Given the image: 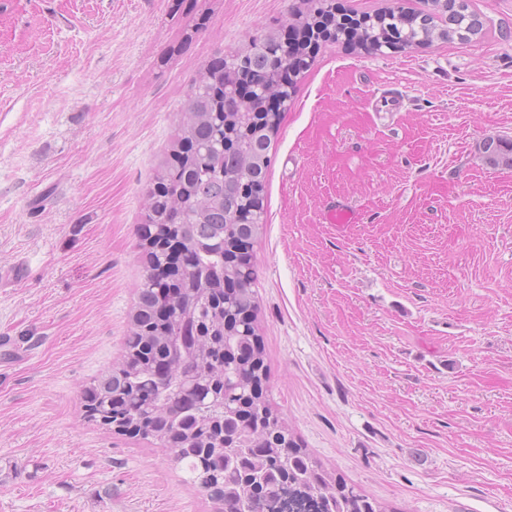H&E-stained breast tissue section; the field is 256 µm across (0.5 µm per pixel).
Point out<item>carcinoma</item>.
<instances>
[{
    "mask_svg": "<svg viewBox=\"0 0 512 512\" xmlns=\"http://www.w3.org/2000/svg\"><path fill=\"white\" fill-rule=\"evenodd\" d=\"M447 31L464 37L482 22L464 0H447ZM332 8L317 0L299 26L316 25ZM387 28L360 34L370 50L392 31L405 47L427 44L436 25L429 14L398 6L386 14ZM307 63L293 56L268 66L267 54L247 51L218 56L194 79L185 120L147 192L144 223L169 224L186 252V267L173 275L159 270L172 261L166 251L146 252L148 270L137 286V323L126 338V354L85 397L87 416L98 422L122 418L133 434L155 442L185 466L188 483L210 493L224 512H272L288 492L317 512H388L326 468L298 441L264 394L268 379L251 261L232 262L229 247L253 242L261 225V197L272 162L270 135L281 114L264 111L267 97H249L248 128L224 116V86L243 74L252 87L280 90L281 72L298 74ZM491 165L512 166V140L485 143ZM257 156L264 164H254Z\"/></svg>",
    "mask_w": 512,
    "mask_h": 512,
    "instance_id": "carcinoma-1",
    "label": "carcinoma"
}]
</instances>
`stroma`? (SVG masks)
Returning <instances> with one entry per match:
<instances>
[{
  "mask_svg": "<svg viewBox=\"0 0 512 512\" xmlns=\"http://www.w3.org/2000/svg\"><path fill=\"white\" fill-rule=\"evenodd\" d=\"M463 41L321 43L253 244L268 396L390 512H512V0ZM308 0H0V512H222L85 417L133 326L146 192L216 54ZM358 217L333 224L329 204ZM484 154H486L487 162L491 165L505 164L512 166V140H489L485 143Z\"/></svg>",
  "mask_w": 512,
  "mask_h": 512,
  "instance_id": "obj_1",
  "label": "stroma"
}]
</instances>
